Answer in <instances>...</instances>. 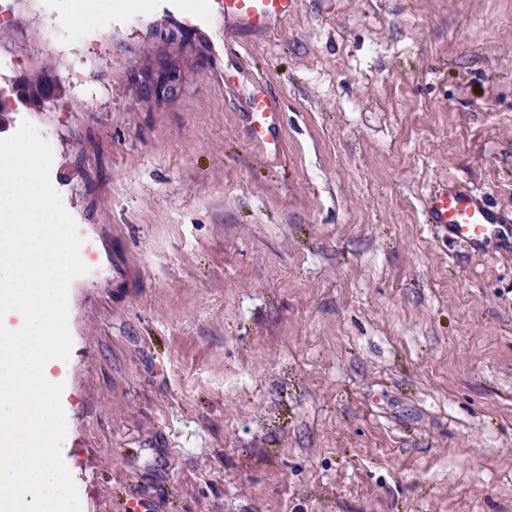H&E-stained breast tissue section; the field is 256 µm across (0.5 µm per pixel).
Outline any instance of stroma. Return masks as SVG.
<instances>
[{
  "instance_id": "stroma-1",
  "label": "stroma",
  "mask_w": 512,
  "mask_h": 512,
  "mask_svg": "<svg viewBox=\"0 0 512 512\" xmlns=\"http://www.w3.org/2000/svg\"><path fill=\"white\" fill-rule=\"evenodd\" d=\"M134 2L67 61L26 10L0 28L65 89L0 139L48 137L91 268L61 394L81 512H512V241L422 215L451 177L512 219V0H297L225 41ZM169 62L180 95L143 93ZM249 86L247 109L244 112L248 137L252 142L261 145L267 154L276 156L282 149L279 134L280 104L267 92L259 77L252 76Z\"/></svg>"
}]
</instances>
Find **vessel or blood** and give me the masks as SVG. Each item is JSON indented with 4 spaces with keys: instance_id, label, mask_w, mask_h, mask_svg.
<instances>
[{
    "instance_id": "obj_1",
    "label": "vessel or blood",
    "mask_w": 512,
    "mask_h": 512,
    "mask_svg": "<svg viewBox=\"0 0 512 512\" xmlns=\"http://www.w3.org/2000/svg\"><path fill=\"white\" fill-rule=\"evenodd\" d=\"M295 6L296 0H210L205 19L220 22L228 33L241 28L266 33L282 23ZM249 86L244 114L248 137L267 154L278 155L282 149L280 104L259 77H251ZM423 214L425 223L437 225L449 241H463L476 250L490 240L512 236V225L503 222L482 194L449 180L430 190Z\"/></svg>"
}]
</instances>
